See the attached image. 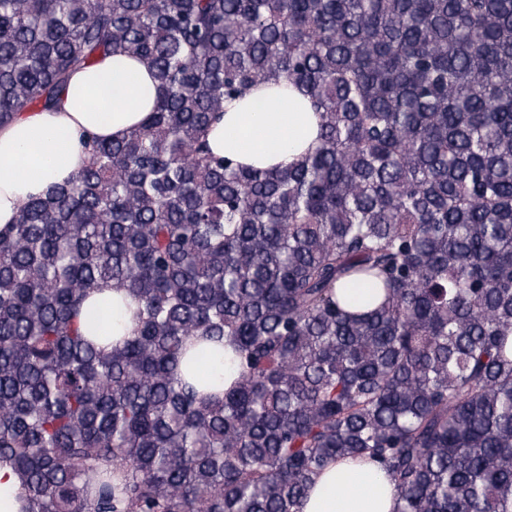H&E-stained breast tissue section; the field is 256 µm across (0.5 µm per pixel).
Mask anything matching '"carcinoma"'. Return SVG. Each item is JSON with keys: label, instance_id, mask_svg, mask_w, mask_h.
<instances>
[{"label": "carcinoma", "instance_id": "carcinoma-1", "mask_svg": "<svg viewBox=\"0 0 512 512\" xmlns=\"http://www.w3.org/2000/svg\"><path fill=\"white\" fill-rule=\"evenodd\" d=\"M115 53L152 116L0 230L19 512H300L337 458L396 512H512V0H0V126ZM285 83L322 118L300 163L209 152ZM104 288L139 306L106 346ZM198 339L232 349L221 397Z\"/></svg>", "mask_w": 512, "mask_h": 512}]
</instances>
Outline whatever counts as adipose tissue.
<instances>
[{
  "instance_id": "obj_1",
  "label": "adipose tissue",
  "mask_w": 512,
  "mask_h": 512,
  "mask_svg": "<svg viewBox=\"0 0 512 512\" xmlns=\"http://www.w3.org/2000/svg\"><path fill=\"white\" fill-rule=\"evenodd\" d=\"M153 71L114 55L75 71L60 104L26 112L0 127V228L14 223L30 196L81 172L83 142L122 139L143 124L158 95ZM207 134L214 154L239 164L285 168L315 147L319 117L294 87L251 91L226 103ZM394 481L368 461L330 462L314 479L301 512H396Z\"/></svg>"
}]
</instances>
